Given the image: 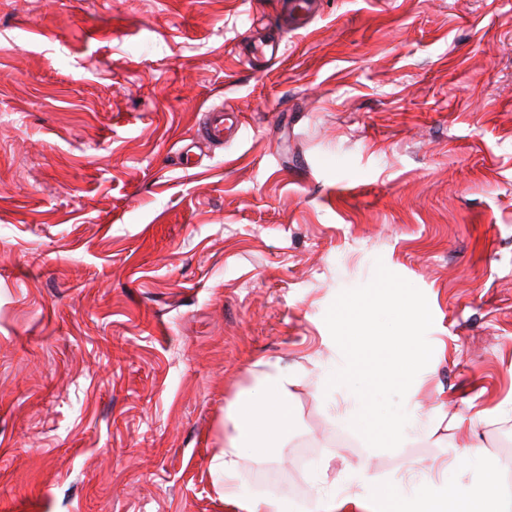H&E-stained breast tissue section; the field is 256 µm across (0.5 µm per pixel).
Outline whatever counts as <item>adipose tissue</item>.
Masks as SVG:
<instances>
[{"mask_svg":"<svg viewBox=\"0 0 512 512\" xmlns=\"http://www.w3.org/2000/svg\"><path fill=\"white\" fill-rule=\"evenodd\" d=\"M299 384L296 370L266 362L254 388L237 394L228 406V417L238 434L213 458V467L224 479V500L237 512H288L272 496L259 497L240 484L242 463L271 456L288 438L294 425L291 400ZM483 471L497 481L498 471L481 447L438 464L410 490L392 484H371L365 494L322 497L316 512H512V502L499 491L477 494L459 480L467 470Z\"/></svg>","mask_w":512,"mask_h":512,"instance_id":"ef3b65f1","label":"adipose tissue"}]
</instances>
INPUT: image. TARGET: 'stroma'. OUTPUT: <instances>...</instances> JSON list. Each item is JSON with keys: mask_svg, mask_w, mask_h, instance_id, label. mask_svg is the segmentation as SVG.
<instances>
[{"mask_svg": "<svg viewBox=\"0 0 512 512\" xmlns=\"http://www.w3.org/2000/svg\"><path fill=\"white\" fill-rule=\"evenodd\" d=\"M379 261L428 300L414 400L449 417L391 451L315 393ZM261 359L301 383L253 494L311 512L475 445L512 486V0H321L300 31L282 0H0V512H234L212 457ZM229 115V113H224L223 107L210 108L201 127V134L210 141L223 143L224 134L231 131L235 126L234 120Z\"/></svg>", "mask_w": 512, "mask_h": 512, "instance_id": "1", "label": "stroma"}]
</instances>
